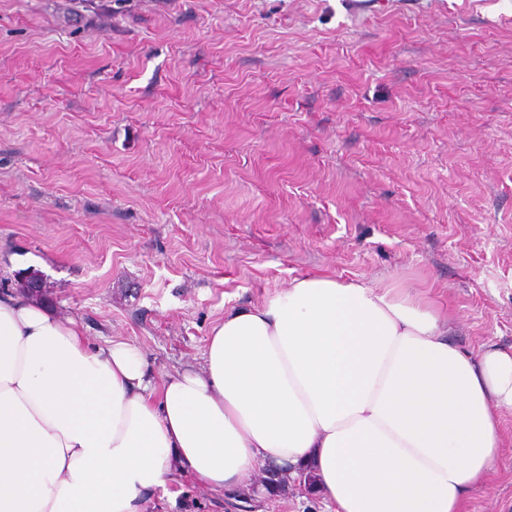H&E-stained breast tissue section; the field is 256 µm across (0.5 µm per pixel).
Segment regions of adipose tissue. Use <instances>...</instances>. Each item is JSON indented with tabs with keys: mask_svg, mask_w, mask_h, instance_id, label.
<instances>
[{
	"mask_svg": "<svg viewBox=\"0 0 512 512\" xmlns=\"http://www.w3.org/2000/svg\"><path fill=\"white\" fill-rule=\"evenodd\" d=\"M449 333L424 295L309 275L158 378L131 342L0 292V512H147L176 467L228 494L308 468L333 512H465L512 413V352Z\"/></svg>",
	"mask_w": 512,
	"mask_h": 512,
	"instance_id": "1",
	"label": "adipose tissue"
}]
</instances>
